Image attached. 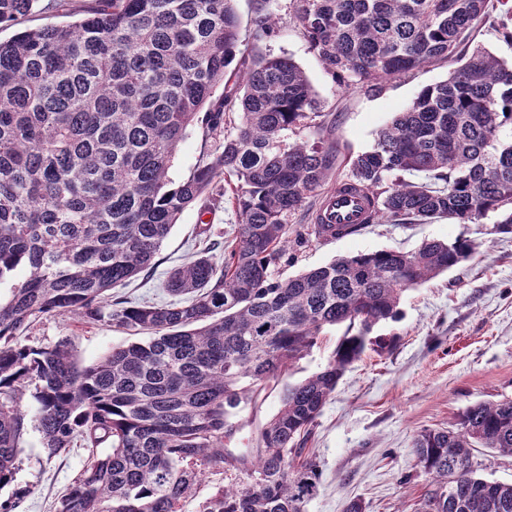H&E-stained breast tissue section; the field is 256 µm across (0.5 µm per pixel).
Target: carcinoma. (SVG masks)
Returning <instances> with one entry per match:
<instances>
[{
  "label": "carcinoma",
  "mask_w": 512,
  "mask_h": 512,
  "mask_svg": "<svg viewBox=\"0 0 512 512\" xmlns=\"http://www.w3.org/2000/svg\"><path fill=\"white\" fill-rule=\"evenodd\" d=\"M39 0H0V25ZM236 0H48L72 23L0 42V488L34 423L50 456L89 451L57 512H184L206 472L234 470L197 512H305L318 463L304 445L345 370L381 345L374 327L400 316L404 293L471 258V239L412 252L342 256L285 279L271 266L288 218L336 164L320 102L300 67L240 50ZM490 0H293L302 34L348 87L378 91L433 62L453 65L351 159L345 190L359 224L306 235L345 237L369 224L439 219L512 233V63L472 45ZM260 0L254 39L273 31ZM240 67L228 73L235 58ZM225 94L219 105L218 87ZM222 144L181 182L168 170L189 128ZM240 218L224 264L203 253L174 269L178 302L130 305L113 290L154 267L182 213L218 181ZM106 322L145 337L80 366L66 341L26 343L47 316ZM342 327L331 361L287 384L252 448L229 450L244 406ZM34 409L24 405L26 395ZM512 456V398L478 402L414 441L431 479L418 512H512V482L477 474L472 448Z\"/></svg>",
  "instance_id": "obj_1"
}]
</instances>
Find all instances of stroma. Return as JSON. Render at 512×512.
Listing matches in <instances>:
<instances>
[{
	"label": "stroma",
	"mask_w": 512,
	"mask_h": 512,
	"mask_svg": "<svg viewBox=\"0 0 512 512\" xmlns=\"http://www.w3.org/2000/svg\"><path fill=\"white\" fill-rule=\"evenodd\" d=\"M275 33L260 45L264 53L292 58L308 76L321 104V118L335 121L342 159L326 182L333 191L349 174V157L369 150L378 131L405 109L425 86L446 79L448 64L436 62L390 80L382 91L347 88L323 66L303 37L293 0H267ZM216 184L180 217L148 275L120 293L134 300L171 301L165 283L170 270L192 254L210 250L224 260L223 245L237 233L239 217ZM495 215L480 224L444 219L430 224H372L360 234L303 241L311 222L304 209L288 223V246L273 268L285 278L340 256L382 249L412 251L424 241L468 237L477 254L452 270L409 290L397 321L380 323L375 335L389 338L382 350L369 349L349 366L317 418L305 452L320 465L318 492L306 512H345L361 500L365 512H417L429 480L416 465L413 443L424 429L445 428L469 405L512 397V233L495 234ZM343 331H324L319 344L279 382L270 383L239 414L232 445L249 448L259 430L280 409L283 384L322 369ZM68 341L80 365L97 361L113 347L131 343L128 333L106 323L67 316L47 317L29 332L28 342L48 346ZM88 454L70 448L48 456L35 429L21 442L13 482L0 489V504L18 500L15 512H55L59 499L82 469Z\"/></svg>",
	"instance_id": "stroma-1"
}]
</instances>
